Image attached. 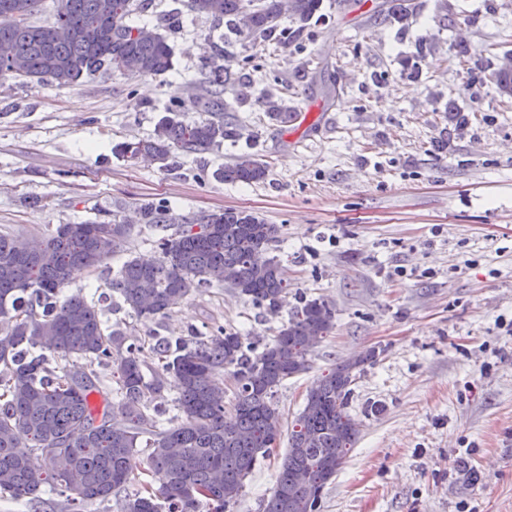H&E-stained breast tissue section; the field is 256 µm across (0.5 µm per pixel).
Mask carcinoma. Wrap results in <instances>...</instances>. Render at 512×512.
I'll return each mask as SVG.
<instances>
[{"mask_svg":"<svg viewBox=\"0 0 512 512\" xmlns=\"http://www.w3.org/2000/svg\"><path fill=\"white\" fill-rule=\"evenodd\" d=\"M42 0H0V44L23 59L22 72L0 63V79L74 85L98 73L162 76L173 68V49L157 26L130 17L150 0H112V22L99 20L100 0H56L54 19L34 20ZM322 0H187L186 8L224 21L235 35L286 45L296 40ZM69 23L72 38L53 29ZM127 57L139 68L124 71ZM254 95L245 76L213 63L192 106L207 114L181 119L175 102L147 139L117 144L115 154L149 156L170 169L241 137L233 104ZM269 118L286 125L297 110L270 91L258 97ZM268 164L243 154L218 175L227 184H252ZM143 223L160 231L155 259L133 257L112 288L129 313L149 320L167 314L194 288L224 286L277 315L287 304L288 282L273 257L257 261L276 242L279 227L236 208L177 219L162 204L140 207ZM180 224L169 234L167 226ZM130 226L118 215L109 224H60L38 250L20 236L0 234V494L39 501L65 497L68 512L108 501L145 466L151 480L121 500V512H226L244 480L270 456L281 435L277 388L310 369V357L334 326L323 299L295 293L296 304L273 338L256 349L247 337L217 329L205 338H160L150 349L161 371L145 378L142 347L109 329L95 303L63 294L73 272H92L126 248ZM376 356L343 360L308 390L288 438L281 473L263 512H318L321 494L342 467L359 433L348 413L357 373ZM111 370L117 384L100 379ZM234 381L232 412L225 414L224 374ZM176 391L178 415L163 423L151 402ZM147 456L140 459V445Z\"/></svg>","mask_w":512,"mask_h":512,"instance_id":"carcinoma-1","label":"carcinoma"}]
</instances>
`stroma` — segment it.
Listing matches in <instances>:
<instances>
[{
	"label": "stroma",
	"instance_id": "35a3bbf8",
	"mask_svg": "<svg viewBox=\"0 0 512 512\" xmlns=\"http://www.w3.org/2000/svg\"><path fill=\"white\" fill-rule=\"evenodd\" d=\"M382 2L322 0L321 18L287 47L184 14L166 32L174 67L160 77L0 80V233L39 241L120 215L126 250L67 287L107 326L147 345L220 327L271 337L287 313L224 287L146 322L112 289L125 261L154 255L142 203L178 218L260 213L279 227L271 253L289 291L336 308L311 370L277 390L284 429L337 362L381 352L354 387L360 433L319 512H512V96L490 80L512 52V0H412L404 27L378 18ZM218 52L234 64L253 56L255 89L306 122L280 124L251 100L233 114L236 143L178 169L117 156L116 144L152 134L171 100L186 101L184 120L201 119L188 100ZM244 152L268 163L266 180L224 183L219 169ZM287 447L280 439L256 466L231 512H263Z\"/></svg>",
	"mask_w": 512,
	"mask_h": 512
}]
</instances>
